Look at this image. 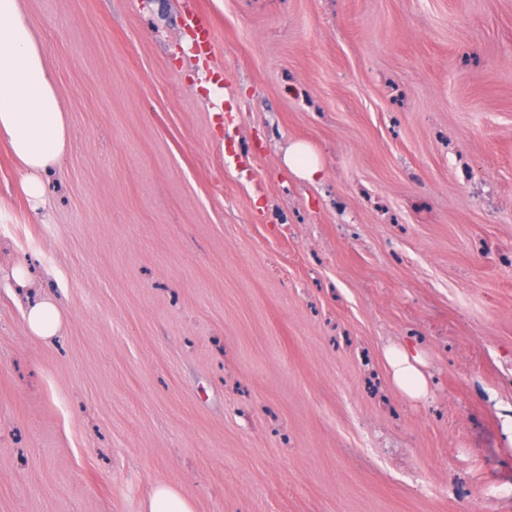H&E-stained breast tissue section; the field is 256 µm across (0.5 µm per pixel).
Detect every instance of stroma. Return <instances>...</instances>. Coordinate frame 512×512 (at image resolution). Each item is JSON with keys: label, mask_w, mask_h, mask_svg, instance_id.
I'll return each instance as SVG.
<instances>
[{"label": "stroma", "mask_w": 512, "mask_h": 512, "mask_svg": "<svg viewBox=\"0 0 512 512\" xmlns=\"http://www.w3.org/2000/svg\"><path fill=\"white\" fill-rule=\"evenodd\" d=\"M25 4L72 145L45 221L0 143V512H512V0ZM286 163L292 171L310 181L314 180L320 171L313 151L300 143L294 144L288 149ZM25 319L32 336L42 340L59 336L64 324L61 310L52 296L30 306ZM388 357L394 369V381L397 386L411 397L423 395L426 381L417 367V364L421 363L420 355L406 349L392 348ZM145 512H196V508L176 487L159 484L149 497Z\"/></svg>", "instance_id": "obj_1"}]
</instances>
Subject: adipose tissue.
<instances>
[{
  "instance_id": "adipose-tissue-1",
  "label": "adipose tissue",
  "mask_w": 512,
  "mask_h": 512,
  "mask_svg": "<svg viewBox=\"0 0 512 512\" xmlns=\"http://www.w3.org/2000/svg\"><path fill=\"white\" fill-rule=\"evenodd\" d=\"M0 141L23 171L21 190L32 208H46L42 173L60 165L69 148L70 126L38 30L24 0H0ZM25 319L42 340L59 336L63 317L53 297L30 306ZM397 386L412 397L424 394L421 357L404 349L388 353Z\"/></svg>"
}]
</instances>
